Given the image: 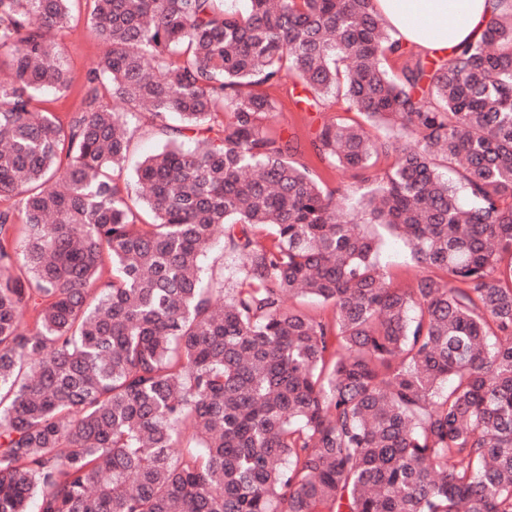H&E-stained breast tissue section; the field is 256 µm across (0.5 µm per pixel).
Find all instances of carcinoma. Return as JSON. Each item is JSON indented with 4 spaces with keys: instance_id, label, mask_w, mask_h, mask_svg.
Instances as JSON below:
<instances>
[{
    "instance_id": "carcinoma-1",
    "label": "carcinoma",
    "mask_w": 512,
    "mask_h": 512,
    "mask_svg": "<svg viewBox=\"0 0 512 512\" xmlns=\"http://www.w3.org/2000/svg\"><path fill=\"white\" fill-rule=\"evenodd\" d=\"M71 2L0 0V512H512V0L396 76L375 0H89L64 122L34 101ZM287 74L362 117L311 140L355 201L264 129ZM140 110L167 143L132 185ZM380 260L397 284H407L419 273L416 268L407 264V249L398 238L391 237L386 240ZM203 265L219 285L224 284V280L229 276L227 266H230V259L224 256L220 243H214L207 249Z\"/></svg>"
}]
</instances>
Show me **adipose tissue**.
I'll use <instances>...</instances> for the list:
<instances>
[{
	"instance_id": "adipose-tissue-1",
	"label": "adipose tissue",
	"mask_w": 512,
	"mask_h": 512,
	"mask_svg": "<svg viewBox=\"0 0 512 512\" xmlns=\"http://www.w3.org/2000/svg\"><path fill=\"white\" fill-rule=\"evenodd\" d=\"M384 24L403 46L444 58L479 40L498 0H376Z\"/></svg>"
}]
</instances>
